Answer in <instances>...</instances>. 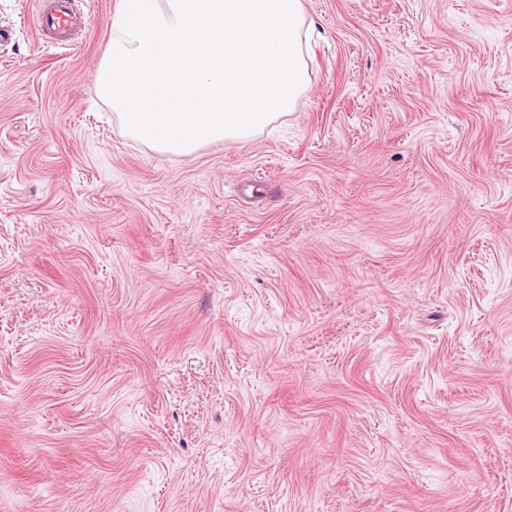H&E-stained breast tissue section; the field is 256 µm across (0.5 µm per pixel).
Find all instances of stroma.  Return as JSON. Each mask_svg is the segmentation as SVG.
<instances>
[{
  "mask_svg": "<svg viewBox=\"0 0 512 512\" xmlns=\"http://www.w3.org/2000/svg\"><path fill=\"white\" fill-rule=\"evenodd\" d=\"M0 0V512H512V0H303L275 129L148 149Z\"/></svg>",
  "mask_w": 512,
  "mask_h": 512,
  "instance_id": "obj_1",
  "label": "stroma"
}]
</instances>
